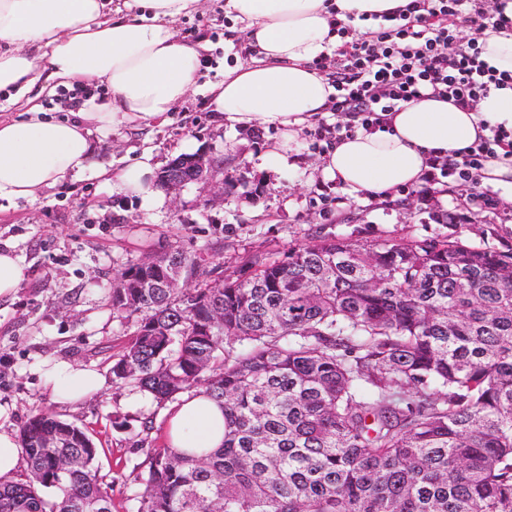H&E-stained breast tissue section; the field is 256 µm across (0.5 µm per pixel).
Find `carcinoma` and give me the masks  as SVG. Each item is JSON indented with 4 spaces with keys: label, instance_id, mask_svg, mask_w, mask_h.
Returning <instances> with one entry per match:
<instances>
[{
    "label": "carcinoma",
    "instance_id": "carcinoma-1",
    "mask_svg": "<svg viewBox=\"0 0 512 512\" xmlns=\"http://www.w3.org/2000/svg\"><path fill=\"white\" fill-rule=\"evenodd\" d=\"M246 265L222 289L112 286L145 313L114 381L224 410L218 447L147 449L136 512H512V251L334 237ZM58 423L22 426L0 512H112L95 460L58 473L83 452L43 447Z\"/></svg>",
    "mask_w": 512,
    "mask_h": 512
}]
</instances>
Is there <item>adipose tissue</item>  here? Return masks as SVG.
Wrapping results in <instances>:
<instances>
[{"label": "adipose tissue", "instance_id": "obj_1", "mask_svg": "<svg viewBox=\"0 0 512 512\" xmlns=\"http://www.w3.org/2000/svg\"><path fill=\"white\" fill-rule=\"evenodd\" d=\"M112 0H0V89L25 90L40 78L58 86L98 81L112 91L60 121L45 119L33 100L24 117L0 119V200H36L39 193L90 170V136L121 124L165 119L193 88L204 43L176 39L171 23L199 0H125L124 16L108 17ZM407 0H224L246 24L258 56L224 70L209 89L231 127L261 123L292 140L328 105L333 89L313 68L337 48L331 20L391 12ZM512 128V89L491 91L471 111L423 99L404 105L381 130L355 129L325 157L322 173L347 193L385 198L416 188L433 156L473 145L481 126ZM152 168L141 162L115 173L112 189L136 192L145 208L163 206ZM55 398L76 402L102 386L97 372L68 362L45 372ZM224 438V414L203 395L186 394L168 412L173 447L214 448Z\"/></svg>", "mask_w": 512, "mask_h": 512}]
</instances>
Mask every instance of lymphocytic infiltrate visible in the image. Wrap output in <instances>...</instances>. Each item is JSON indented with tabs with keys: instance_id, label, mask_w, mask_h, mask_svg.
I'll return each instance as SVG.
<instances>
[{
	"instance_id": "lymphocytic-infiltrate-1",
	"label": "lymphocytic infiltrate",
	"mask_w": 512,
	"mask_h": 512,
	"mask_svg": "<svg viewBox=\"0 0 512 512\" xmlns=\"http://www.w3.org/2000/svg\"><path fill=\"white\" fill-rule=\"evenodd\" d=\"M482 14L485 29L512 31L503 9L483 13L481 0H409L382 15L383 28L345 42L336 57L335 109L367 131L388 126L390 116L426 95L472 108L491 90L512 88V70L483 59L478 42L459 36L465 15ZM512 158V129L490 128L469 148L433 157L424 180H471L491 160Z\"/></svg>"
}]
</instances>
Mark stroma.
<instances>
[{"label": "stroma", "mask_w": 512, "mask_h": 512, "mask_svg": "<svg viewBox=\"0 0 512 512\" xmlns=\"http://www.w3.org/2000/svg\"><path fill=\"white\" fill-rule=\"evenodd\" d=\"M179 38L205 41L196 84L166 121L121 125L91 136L92 159L110 171L149 161L160 171L172 159L207 151L220 162L216 180L165 195L148 210L139 196L114 192L107 177L84 176L45 189L36 201L0 200V250L21 260L25 279L0 297V427L17 432L33 415L49 411L84 428L100 453L97 466L112 497V512H136L144 451L165 444L167 406L142 398L112 380V363L132 336L134 318L112 306V282L126 268L160 251H180L198 267L190 287L245 275L244 260L261 252L274 258L331 237L361 244L439 236L477 247L512 248V186L423 185L380 202L350 197L321 173L326 141L319 123L344 121L326 112L288 144L286 165L267 163L281 139L269 125L230 129L217 119L208 88L225 67L254 57L240 21L224 13V0H201L198 10L173 24ZM48 117L81 111L86 99L108 103L107 85L31 88ZM493 206H485V196ZM68 362L97 371L100 392L76 404L56 403L42 366Z\"/></svg>", "instance_id": "obj_1"}]
</instances>
